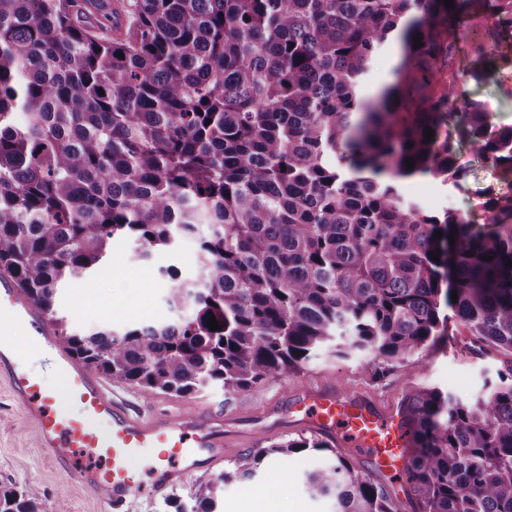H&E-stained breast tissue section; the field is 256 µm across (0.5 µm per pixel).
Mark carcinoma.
I'll list each match as a JSON object with an SVG mask.
<instances>
[{
  "mask_svg": "<svg viewBox=\"0 0 512 512\" xmlns=\"http://www.w3.org/2000/svg\"><path fill=\"white\" fill-rule=\"evenodd\" d=\"M453 3L0 0V268L78 364L186 399L209 386L230 399L331 343L381 380L443 338V305L512 355V224L499 219L512 196L485 203V236L402 192L412 177L462 189L440 133L452 117L484 162L512 170V127L491 131L479 105L461 104L453 66L472 11L494 19V45L512 32V0ZM393 42V81L368 98L373 59ZM116 236L143 259L196 239L195 280L165 269L169 306L190 316L71 326L60 290L110 261ZM498 378L472 404L437 388L403 395L419 512H512V359ZM310 448L325 445L261 440L176 512H221L225 484ZM303 486L336 512H403L338 455ZM39 500L0 486V512H40Z\"/></svg>",
  "mask_w": 512,
  "mask_h": 512,
  "instance_id": "1",
  "label": "carcinoma"
}]
</instances>
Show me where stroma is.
Returning <instances> with one entry per match:
<instances>
[{"mask_svg": "<svg viewBox=\"0 0 512 512\" xmlns=\"http://www.w3.org/2000/svg\"><path fill=\"white\" fill-rule=\"evenodd\" d=\"M493 20L485 13L472 15L459 36V53L454 67L468 76L463 86L466 99L482 103L493 128L512 126V36L499 39L495 54L485 55L476 47V39L491 28ZM481 80H472V73ZM448 135L456 148L458 165L464 171L462 190L449 193L432 179L413 177L402 184L406 197L420 200L433 213L452 209L464 216L476 232L487 234L491 225L484 220L482 205L489 197L512 195V171L486 164L469 147L464 127L449 125ZM137 244L118 237L112 244V263L100 269L86 287H67L60 294L62 311L81 329L111 323L120 329L129 324H152L174 317L168 303V280L160 267H173L188 280L196 279L199 262L194 239L182 240L171 252L138 259ZM504 352L484 351L457 320H449L448 337L436 346L411 356L393 375L382 382L372 381L363 361L339 359L322 352L299 373L284 375L279 381L225 398L215 390L193 400L152 394L143 388L113 382L112 388L129 400L133 410L153 406L176 412L193 405L215 410L231 419L243 439L235 453L243 455L257 439L282 440L298 437L293 428L274 427L275 416H286L298 394L306 386L325 383L345 391H365L385 405H399L404 390L424 385L451 392L460 402L471 403L497 383V373L507 361ZM319 452L294 458L287 467L268 462L249 481L224 487L222 512H249L252 497L271 489L273 512H331L330 502L309 499L302 482L303 472L319 464ZM0 485L36 486L40 491V512H109L106 497L73 480L64 469L50 460L41 448L31 423L12 399L6 384L0 382Z\"/></svg>", "mask_w": 512, "mask_h": 512, "instance_id": "obj_1", "label": "stroma"}]
</instances>
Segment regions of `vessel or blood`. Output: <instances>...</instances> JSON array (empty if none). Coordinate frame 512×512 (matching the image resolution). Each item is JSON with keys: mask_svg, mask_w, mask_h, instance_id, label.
<instances>
[{"mask_svg": "<svg viewBox=\"0 0 512 512\" xmlns=\"http://www.w3.org/2000/svg\"><path fill=\"white\" fill-rule=\"evenodd\" d=\"M11 311L30 328L32 348L49 353L64 379L56 393L29 369L24 353L0 336V381L23 408L41 447L82 485L105 492L112 512H126L144 486L161 492L224 458L235 440L220 414L190 410L161 414L131 412L111 385L76 363L58 342L54 326L0 270V310ZM302 425L358 447L378 471L394 475L407 462V427L402 414L363 394L322 389L299 398ZM90 466L73 468L77 452Z\"/></svg>", "mask_w": 512, "mask_h": 512, "instance_id": "1", "label": "vessel or blood"}]
</instances>
